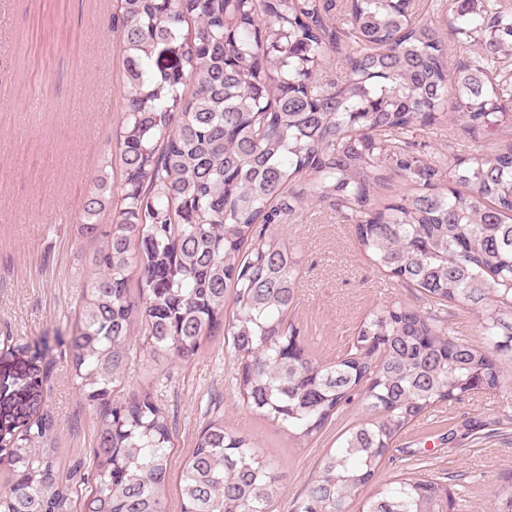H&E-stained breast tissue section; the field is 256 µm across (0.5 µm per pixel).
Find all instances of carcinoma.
I'll return each instance as SVG.
<instances>
[{"label": "carcinoma", "instance_id": "1", "mask_svg": "<svg viewBox=\"0 0 512 512\" xmlns=\"http://www.w3.org/2000/svg\"><path fill=\"white\" fill-rule=\"evenodd\" d=\"M416 13L417 0H350L333 30L317 0H118L105 26L123 56V182L114 196L104 171L83 200L80 232L100 241L97 272L61 341L72 385L100 416L96 444L62 470L51 416L26 422L0 446L10 473L0 512H167L168 416L149 392L113 399L137 318L157 360L188 359L224 334L241 358L243 403L300 445L341 405L361 404L365 418L326 450L291 512H343L412 422L502 387L512 362V145L447 166L414 152L412 138L449 108L474 132L512 125V12L499 0H457L446 26L474 55L451 71L441 24ZM343 43L344 76L319 81L327 51ZM387 171L404 191L376 208ZM326 201L375 267L477 311L480 341L391 301L336 361L309 355L286 321L297 252L256 225ZM276 470L252 438L214 420L182 468L181 512H269ZM456 505L448 485L411 473L362 499L360 512Z\"/></svg>", "mask_w": 512, "mask_h": 512}]
</instances>
